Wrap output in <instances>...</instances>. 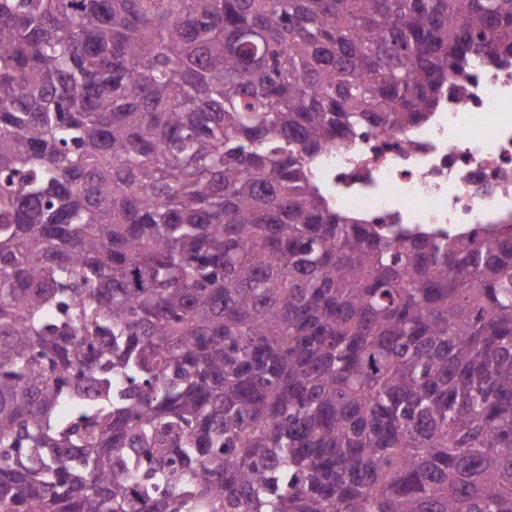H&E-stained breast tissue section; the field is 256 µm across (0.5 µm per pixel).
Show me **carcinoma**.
<instances>
[{"instance_id":"carcinoma-1","label":"carcinoma","mask_w":512,"mask_h":512,"mask_svg":"<svg viewBox=\"0 0 512 512\" xmlns=\"http://www.w3.org/2000/svg\"><path fill=\"white\" fill-rule=\"evenodd\" d=\"M512 58V0H0V512H512V223L308 160Z\"/></svg>"}]
</instances>
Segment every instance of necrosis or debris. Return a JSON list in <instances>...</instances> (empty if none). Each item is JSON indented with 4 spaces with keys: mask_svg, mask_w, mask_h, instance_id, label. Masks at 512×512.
I'll use <instances>...</instances> for the list:
<instances>
[{
    "mask_svg": "<svg viewBox=\"0 0 512 512\" xmlns=\"http://www.w3.org/2000/svg\"><path fill=\"white\" fill-rule=\"evenodd\" d=\"M336 210L455 233L512 222V60L448 76L427 121L359 131L309 161Z\"/></svg>",
    "mask_w": 512,
    "mask_h": 512,
    "instance_id": "obj_1",
    "label": "necrosis or debris"
}]
</instances>
